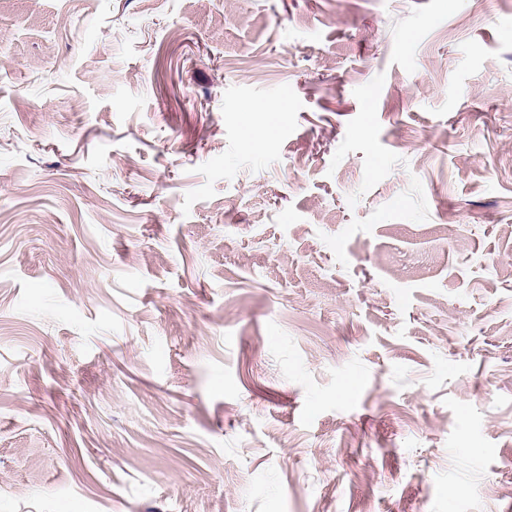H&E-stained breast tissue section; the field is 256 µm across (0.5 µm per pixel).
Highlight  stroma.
Wrapping results in <instances>:
<instances>
[{"instance_id": "stroma-1", "label": "stroma", "mask_w": 512, "mask_h": 512, "mask_svg": "<svg viewBox=\"0 0 512 512\" xmlns=\"http://www.w3.org/2000/svg\"><path fill=\"white\" fill-rule=\"evenodd\" d=\"M0 512H512V0H0Z\"/></svg>"}]
</instances>
